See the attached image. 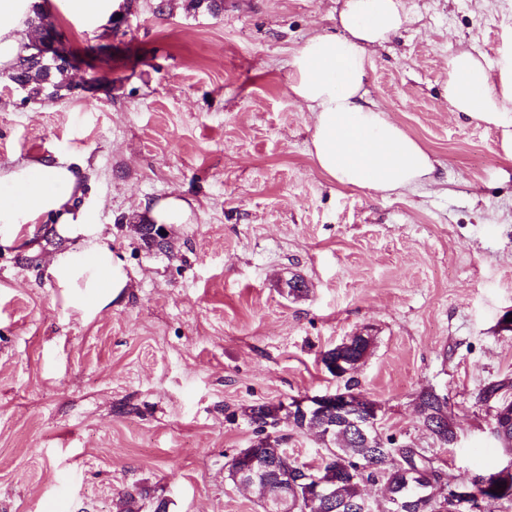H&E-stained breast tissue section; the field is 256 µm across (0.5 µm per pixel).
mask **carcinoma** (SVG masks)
Segmentation results:
<instances>
[{"label":"carcinoma","instance_id":"1","mask_svg":"<svg viewBox=\"0 0 512 512\" xmlns=\"http://www.w3.org/2000/svg\"><path fill=\"white\" fill-rule=\"evenodd\" d=\"M71 65L63 58L53 62L52 66H39L29 61L28 56L20 58L14 69L0 75L6 80L19 81L28 85V92L35 98H59L62 93L70 91ZM509 387V382L486 386L479 393L478 401L492 407L501 405L507 413L509 423L504 434L496 435L501 445L512 452V401L501 399L499 391ZM418 414L422 427L433 441L442 446L454 443L456 435L452 425V411L448 395L429 388L422 391L417 401ZM277 407L271 403L254 405L249 409L248 417L257 426L259 433H264L267 419L274 417ZM325 454L337 452L342 461L351 470V474L336 485V496L332 501L311 499L306 496L308 488L304 474L299 465L284 463L279 455V448L265 446V440L259 439L256 445L260 455L277 470L286 469L293 476L294 486L300 496L301 504L294 507V500L288 501V508L295 512H352L353 506L364 497L363 486L370 481L379 480L386 488V507H391V499L401 494L406 495V512H435L439 503L421 497L419 488L409 485L403 488L407 473L420 470L424 480L437 487L444 484L441 473L428 457L423 448H416L410 442L398 441L393 436L383 437L374 432L372 445L366 446L364 441L349 431L347 425L336 423L333 433L328 436L318 435ZM469 491V498L453 501L444 499L446 512H493L500 505L505 508L512 506V474H504V470L475 473L463 480Z\"/></svg>","mask_w":512,"mask_h":512}]
</instances>
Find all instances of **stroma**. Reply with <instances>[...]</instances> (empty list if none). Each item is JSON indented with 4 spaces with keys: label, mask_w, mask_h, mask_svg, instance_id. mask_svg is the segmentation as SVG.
<instances>
[{
    "label": "stroma",
    "mask_w": 512,
    "mask_h": 512,
    "mask_svg": "<svg viewBox=\"0 0 512 512\" xmlns=\"http://www.w3.org/2000/svg\"><path fill=\"white\" fill-rule=\"evenodd\" d=\"M404 3L367 96L437 178L389 197L321 173L289 88L344 0H173L163 16L136 0L119 35L51 13L83 63L48 102L0 79V167L87 163L81 204L130 286L87 322L44 277L83 238L45 223L34 246H0V512H119L128 495L134 512H262L225 467L257 441L250 406L335 391L321 355L361 331L382 434L429 449L451 484L512 460L478 401L512 380V157L502 128L446 98L450 56L512 53V0ZM170 196L191 214L161 252L135 226ZM294 276L306 297L288 296ZM430 386L455 413L445 450L418 422Z\"/></svg>",
    "instance_id": "stroma-1"
}]
</instances>
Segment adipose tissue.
Wrapping results in <instances>:
<instances>
[{
  "label": "adipose tissue",
  "instance_id": "ef3b65f1",
  "mask_svg": "<svg viewBox=\"0 0 512 512\" xmlns=\"http://www.w3.org/2000/svg\"><path fill=\"white\" fill-rule=\"evenodd\" d=\"M59 13L84 29L109 26L123 0H53ZM43 0H0V71L29 54L31 20ZM407 15L403 0H345L341 34L318 32L296 51L290 73L294 99L312 112L309 152L338 184L377 194L401 193L434 179L430 154L367 97L370 58L396 34ZM447 100L455 112L503 125L512 112V60L491 77L486 61L463 50L448 59ZM85 165L36 158L0 168V224L35 232L54 219L67 238L85 237L83 256L52 254L45 276L84 319L96 317L129 286L111 246L99 239L78 201Z\"/></svg>",
  "mask_w": 512,
  "mask_h": 512
}]
</instances>
